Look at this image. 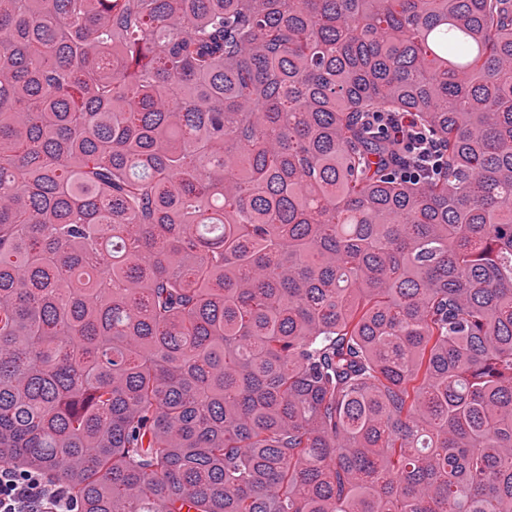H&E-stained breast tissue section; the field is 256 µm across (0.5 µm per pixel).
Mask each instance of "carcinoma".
I'll return each instance as SVG.
<instances>
[{"mask_svg": "<svg viewBox=\"0 0 512 512\" xmlns=\"http://www.w3.org/2000/svg\"><path fill=\"white\" fill-rule=\"evenodd\" d=\"M1 457L77 512H512V0H0ZM366 123L387 132L399 147L400 172L408 180H420L440 172L443 145L421 128L406 112H367Z\"/></svg>", "mask_w": 512, "mask_h": 512, "instance_id": "1", "label": "carcinoma"}]
</instances>
